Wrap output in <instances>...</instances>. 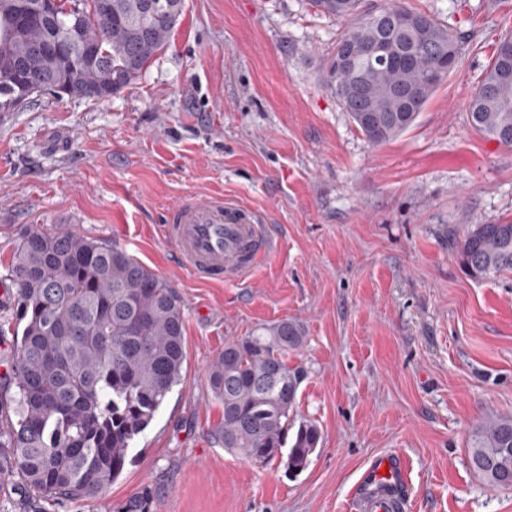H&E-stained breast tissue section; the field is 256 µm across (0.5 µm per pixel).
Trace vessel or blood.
Wrapping results in <instances>:
<instances>
[{
    "label": "vessel or blood",
    "instance_id": "1",
    "mask_svg": "<svg viewBox=\"0 0 512 512\" xmlns=\"http://www.w3.org/2000/svg\"><path fill=\"white\" fill-rule=\"evenodd\" d=\"M160 231L173 242L181 269L204 283L243 281L279 249L255 210L220 192L180 198L168 208ZM404 479L403 462L387 457L372 462L362 486L367 493L385 491L384 506L392 512Z\"/></svg>",
    "mask_w": 512,
    "mask_h": 512
}]
</instances>
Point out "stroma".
<instances>
[{
	"instance_id": "obj_1",
	"label": "stroma",
	"mask_w": 512,
	"mask_h": 512,
	"mask_svg": "<svg viewBox=\"0 0 512 512\" xmlns=\"http://www.w3.org/2000/svg\"><path fill=\"white\" fill-rule=\"evenodd\" d=\"M474 28L476 46L415 124L373 146L324 81L345 21L310 0H185L169 46L112 98L50 94L0 112V280L28 224L118 243L185 317L184 380L100 498L45 512H349L377 457L405 461L403 512H512L469 460L472 428L512 415V271L475 280L449 232L512 219V148L477 134L469 99L512 0H404ZM223 192L282 248L249 283L195 281L159 235L188 193ZM305 328L296 407L321 442L296 475L232 457L207 383L226 340Z\"/></svg>"
}]
</instances>
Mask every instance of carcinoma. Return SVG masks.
<instances>
[{
  "instance_id": "cac0c4a2",
  "label": "carcinoma",
  "mask_w": 512,
  "mask_h": 512,
  "mask_svg": "<svg viewBox=\"0 0 512 512\" xmlns=\"http://www.w3.org/2000/svg\"><path fill=\"white\" fill-rule=\"evenodd\" d=\"M0 0V112L29 100L26 69L63 95L112 87L119 93L168 45L183 0ZM351 24L327 65V82L368 143L408 130L474 32L399 0H312ZM65 44L70 54L51 49ZM472 127L512 147V33L503 35L469 103ZM477 280L512 270V221L473 224L452 240ZM5 290L15 324L0 376V472L27 496L59 505L93 501L122 474L134 440L183 381L185 318L170 284L125 248L78 231L29 224L20 233ZM302 324L284 319L232 338L207 371L222 407L224 450L261 466L304 471L320 443L317 425L297 421L305 370L288 364ZM470 463L492 487H512V416L478 424Z\"/></svg>"
}]
</instances>
